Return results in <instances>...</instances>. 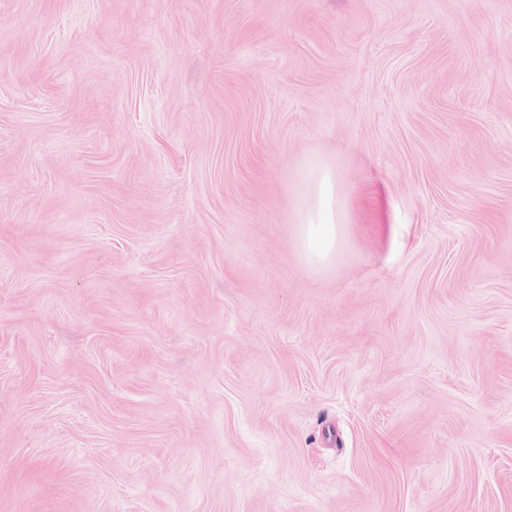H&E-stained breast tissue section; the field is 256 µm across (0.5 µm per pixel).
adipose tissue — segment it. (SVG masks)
<instances>
[{"label":"adipose tissue","instance_id":"1","mask_svg":"<svg viewBox=\"0 0 512 512\" xmlns=\"http://www.w3.org/2000/svg\"><path fill=\"white\" fill-rule=\"evenodd\" d=\"M301 194L303 205L295 221V236L307 263L323 266L335 258L344 224V216L336 205L333 168L321 159H306Z\"/></svg>","mask_w":512,"mask_h":512}]
</instances>
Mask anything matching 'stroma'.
I'll return each instance as SVG.
<instances>
[{"label": "stroma", "instance_id": "1", "mask_svg": "<svg viewBox=\"0 0 512 512\" xmlns=\"http://www.w3.org/2000/svg\"><path fill=\"white\" fill-rule=\"evenodd\" d=\"M0 512H512V0H0ZM303 205L294 232L302 256L312 266H323L336 257L344 216L336 206V174L319 158H308L302 166Z\"/></svg>", "mask_w": 512, "mask_h": 512}]
</instances>
